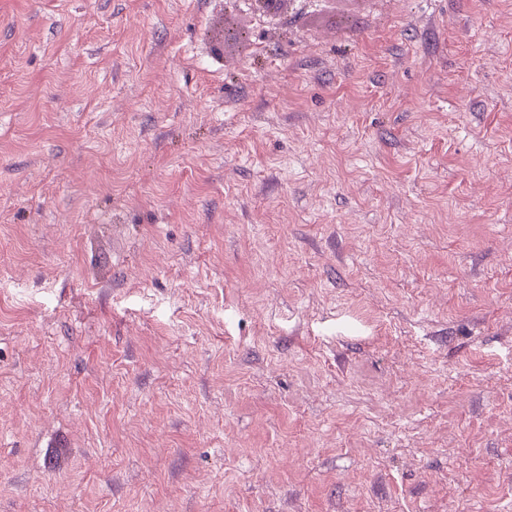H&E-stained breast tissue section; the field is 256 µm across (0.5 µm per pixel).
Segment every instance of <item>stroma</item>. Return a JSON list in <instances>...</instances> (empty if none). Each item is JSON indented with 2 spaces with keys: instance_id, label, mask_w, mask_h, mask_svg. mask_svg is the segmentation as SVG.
<instances>
[{
  "instance_id": "35a3bbf8",
  "label": "stroma",
  "mask_w": 512,
  "mask_h": 512,
  "mask_svg": "<svg viewBox=\"0 0 512 512\" xmlns=\"http://www.w3.org/2000/svg\"><path fill=\"white\" fill-rule=\"evenodd\" d=\"M0 512H512V0H0Z\"/></svg>"
}]
</instances>
